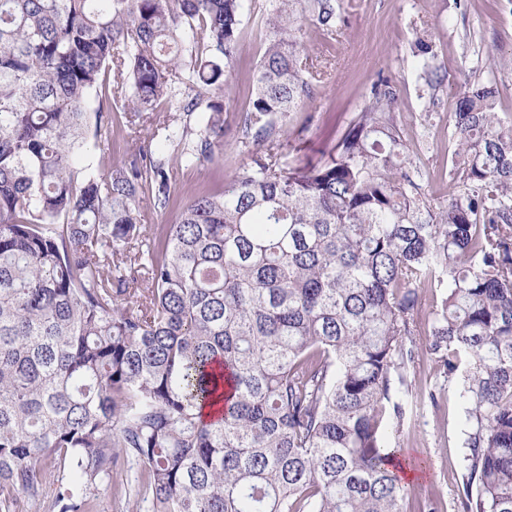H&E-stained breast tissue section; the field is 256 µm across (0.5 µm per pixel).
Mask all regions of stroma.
I'll use <instances>...</instances> for the list:
<instances>
[{
    "instance_id": "35a3bbf8",
    "label": "stroma",
    "mask_w": 512,
    "mask_h": 512,
    "mask_svg": "<svg viewBox=\"0 0 512 512\" xmlns=\"http://www.w3.org/2000/svg\"><path fill=\"white\" fill-rule=\"evenodd\" d=\"M247 9L239 38L236 62L227 74L233 108L224 114V148L219 158L194 167L180 164L174 148L164 156L169 165L173 203L165 211L145 209L148 225L170 224L180 207L199 187L231 176L249 160L238 130L240 112L253 90V74L265 42L264 14L268 0H245ZM348 26L340 35L312 34L314 54L327 65L330 76L316 84L312 99L291 113L284 126L288 160L295 165L319 164L333 152L346 123L368 101L378 79L397 90L395 112L404 136L414 150V162L425 171L422 190L443 199L448 193V173L455 149L450 116L454 90L462 79L494 81L501 116L512 118V72L496 67L501 56L512 53V0H343ZM431 45L433 66L445 79L429 89L412 53L419 34ZM124 117L112 125V162L119 165L156 145L151 122L129 132ZM415 318L418 352L407 369L412 392L406 399V416L394 426L389 446L407 459H427L432 466L408 482L404 506L419 512L432 505L435 512H457L465 481L460 442L466 428L461 375H445L426 354L428 315L440 299L438 290L423 289Z\"/></svg>"
}]
</instances>
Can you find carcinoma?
<instances>
[{"instance_id": "cac0c4a2", "label": "carcinoma", "mask_w": 512, "mask_h": 512, "mask_svg": "<svg viewBox=\"0 0 512 512\" xmlns=\"http://www.w3.org/2000/svg\"><path fill=\"white\" fill-rule=\"evenodd\" d=\"M245 0H0V512H406L383 443L409 392L419 290L446 289L429 355L466 362L458 512H512V121L456 85L448 198L420 192L380 80L329 158L272 160L317 82L307 30L341 0H270L243 113L250 162L172 201L165 159L80 166L112 111L212 162ZM211 94L195 132L161 116ZM106 105L91 111V100ZM53 464L47 474L46 464ZM121 478H112V484H102L99 486L98 497L100 504L99 512H147V505L141 503V511H136V500L133 495L130 498L125 495H117L114 489V484L120 481ZM143 506V507H142Z\"/></svg>"}]
</instances>
